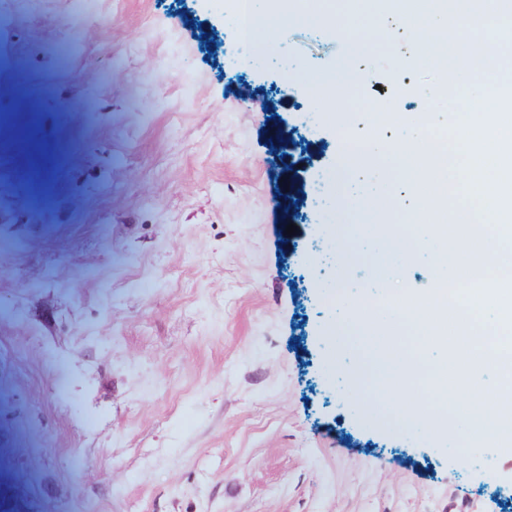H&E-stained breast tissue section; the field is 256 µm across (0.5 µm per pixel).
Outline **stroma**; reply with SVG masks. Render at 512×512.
<instances>
[{"instance_id": "1", "label": "stroma", "mask_w": 512, "mask_h": 512, "mask_svg": "<svg viewBox=\"0 0 512 512\" xmlns=\"http://www.w3.org/2000/svg\"><path fill=\"white\" fill-rule=\"evenodd\" d=\"M0 0V44L43 69L70 104L79 166L60 187L0 184V504L26 512H505L512 442L458 441V401L485 408L486 369L463 390L421 372L407 402L445 425L412 430L359 344L383 290L363 270L424 223L396 175L337 173L342 131L395 147L383 119L458 111L462 91L422 47L457 39L469 0H288L303 15L254 61L209 49L235 0ZM364 14L394 41L353 23ZM419 57L400 80L410 51ZM254 87L243 106L239 85ZM315 141L304 182L341 176L343 198L283 222L269 117Z\"/></svg>"}]
</instances>
